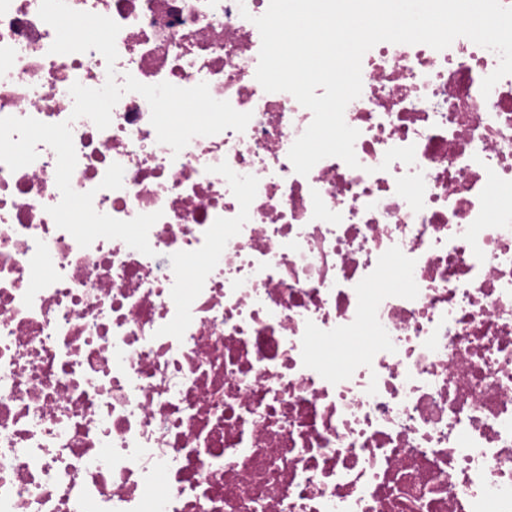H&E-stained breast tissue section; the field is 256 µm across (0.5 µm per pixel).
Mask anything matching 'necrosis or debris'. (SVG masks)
Segmentation results:
<instances>
[{
  "instance_id": "obj_1",
  "label": "necrosis or debris",
  "mask_w": 512,
  "mask_h": 512,
  "mask_svg": "<svg viewBox=\"0 0 512 512\" xmlns=\"http://www.w3.org/2000/svg\"><path fill=\"white\" fill-rule=\"evenodd\" d=\"M118 58L54 54L0 0V117L69 122L71 185L152 255L57 228V158L0 163V512H512V75L465 37L381 42L344 113L358 167L288 157L313 114L255 78L270 0H67ZM132 75L251 113L160 144ZM415 163L380 165L394 147ZM123 186L100 189L108 167ZM361 339V350L344 344Z\"/></svg>"
}]
</instances>
